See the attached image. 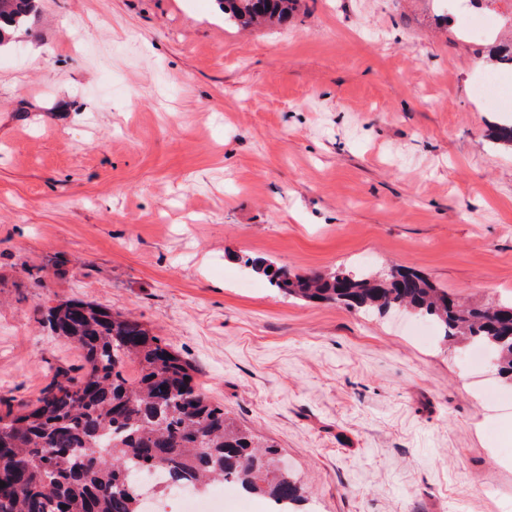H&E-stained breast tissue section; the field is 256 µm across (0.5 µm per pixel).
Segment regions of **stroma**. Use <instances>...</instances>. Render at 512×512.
Instances as JSON below:
<instances>
[{"label":"stroma","mask_w":512,"mask_h":512,"mask_svg":"<svg viewBox=\"0 0 512 512\" xmlns=\"http://www.w3.org/2000/svg\"><path fill=\"white\" fill-rule=\"evenodd\" d=\"M510 42L512 0H301L238 28L215 0H38L0 51V399L83 365L42 322L82 300L169 344L308 512H504L511 382L418 316L300 302L235 258L511 299L512 151L474 94L512 90Z\"/></svg>","instance_id":"35a3bbf8"}]
</instances>
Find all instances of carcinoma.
<instances>
[{
  "mask_svg": "<svg viewBox=\"0 0 512 512\" xmlns=\"http://www.w3.org/2000/svg\"><path fill=\"white\" fill-rule=\"evenodd\" d=\"M234 25L284 23L299 0H218ZM33 0H0V30L26 29ZM244 266L290 298L434 321L442 339L486 349L512 380V300L464 305L409 268L299 275L262 259ZM52 332L83 353L80 372L56 370L30 404L0 414V512H143L135 474L158 469L167 485L231 482L302 512L303 488L276 451L238 427L194 382L190 367L130 316L80 300L48 308Z\"/></svg>",
  "mask_w": 512,
  "mask_h": 512,
  "instance_id": "obj_1",
  "label": "carcinoma"
}]
</instances>
